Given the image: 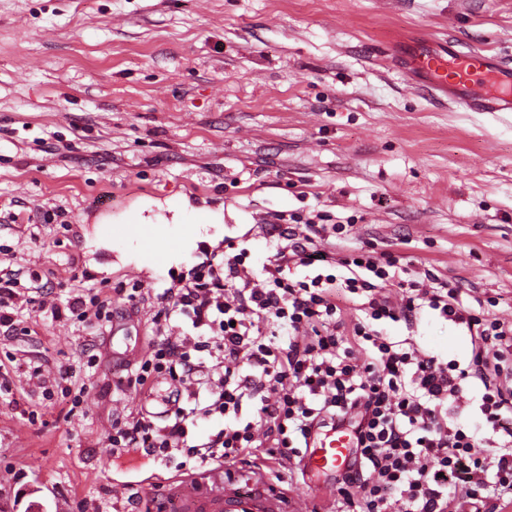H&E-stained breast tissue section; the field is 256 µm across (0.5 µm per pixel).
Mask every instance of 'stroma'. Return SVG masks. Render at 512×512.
<instances>
[{
    "instance_id": "stroma-1",
    "label": "stroma",
    "mask_w": 512,
    "mask_h": 512,
    "mask_svg": "<svg viewBox=\"0 0 512 512\" xmlns=\"http://www.w3.org/2000/svg\"><path fill=\"white\" fill-rule=\"evenodd\" d=\"M426 31L512 61V0H0V270L20 279L0 334V512H116L155 474L171 500L188 492L180 457L128 461L109 441L172 384H113L148 350L154 291L230 241L258 270L276 213L351 220L350 247L512 320V112L452 111L384 65ZM148 203L183 218L156 225L151 262L99 230ZM89 287L111 321L52 318ZM384 332L446 361L471 350L427 309ZM287 491L294 512L336 498L321 474Z\"/></svg>"
}]
</instances>
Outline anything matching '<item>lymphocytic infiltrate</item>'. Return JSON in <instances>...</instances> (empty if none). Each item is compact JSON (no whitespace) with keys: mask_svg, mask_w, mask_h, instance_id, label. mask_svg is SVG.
<instances>
[{"mask_svg":"<svg viewBox=\"0 0 512 512\" xmlns=\"http://www.w3.org/2000/svg\"><path fill=\"white\" fill-rule=\"evenodd\" d=\"M273 230L277 249L260 277L245 272L248 249L231 245L157 294L160 323L149 351L117 390L142 392L165 375L204 397L191 409L176 408L162 426L149 413L115 421L113 451L167 457L183 449L219 464L264 448L287 461L313 429L345 427L355 447L336 476L337 512H390L394 499L402 512H460L463 503L485 498L512 502V324L475 312L455 284L435 277L420 287L401 278L396 257L349 248L344 224L280 213ZM388 287L400 288V302L385 295ZM349 307L355 319H346ZM426 308L469 333L464 361L445 363L384 336V322L408 323ZM67 312L107 321L112 299L77 294L51 307L56 319ZM171 319L190 324L193 345L169 336L164 323ZM266 324L272 336L263 333ZM212 350L222 367L215 380L205 358ZM467 391L483 418L471 428L450 413ZM247 398L258 403L252 421L187 444L189 421L239 413ZM485 448L499 451L490 479Z\"/></svg>","mask_w":512,"mask_h":512,"instance_id":"lymphocytic-infiltrate-1","label":"lymphocytic infiltrate"}]
</instances>
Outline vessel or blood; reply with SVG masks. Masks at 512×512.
Returning a JSON list of instances; mask_svg holds the SVG:
<instances>
[{"instance_id": "b4317fda", "label": "vessel or blood", "mask_w": 512, "mask_h": 512, "mask_svg": "<svg viewBox=\"0 0 512 512\" xmlns=\"http://www.w3.org/2000/svg\"><path fill=\"white\" fill-rule=\"evenodd\" d=\"M408 73L413 81L447 100L450 108L466 112H512V65L497 60L484 50H462L448 44L434 47L425 41L411 57ZM107 236H128L152 248L154 237L136 221L121 227L102 225ZM311 451L305 459L308 470L330 473L345 457L348 443L335 432L313 433ZM196 490L185 498L180 512H288L286 497L259 476L248 489L225 479L213 469L195 476Z\"/></svg>"}]
</instances>
